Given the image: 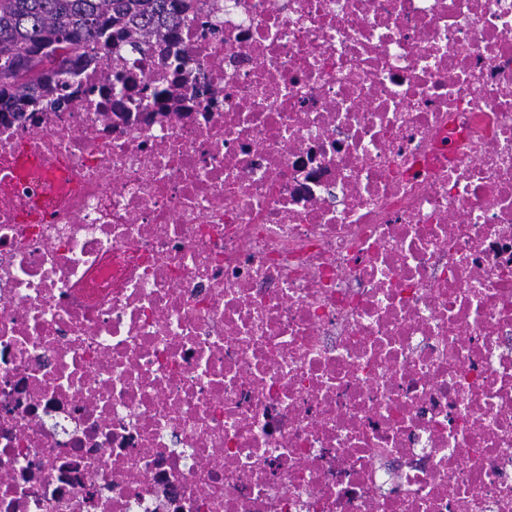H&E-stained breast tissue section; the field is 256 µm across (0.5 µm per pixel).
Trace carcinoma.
Listing matches in <instances>:
<instances>
[{
    "label": "carcinoma",
    "mask_w": 512,
    "mask_h": 512,
    "mask_svg": "<svg viewBox=\"0 0 512 512\" xmlns=\"http://www.w3.org/2000/svg\"><path fill=\"white\" fill-rule=\"evenodd\" d=\"M187 0H0V108L21 118L44 95L68 101L70 57L172 32Z\"/></svg>",
    "instance_id": "obj_1"
}]
</instances>
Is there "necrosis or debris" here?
<instances>
[{
    "label": "necrosis or debris",
    "instance_id": "1",
    "mask_svg": "<svg viewBox=\"0 0 512 512\" xmlns=\"http://www.w3.org/2000/svg\"><path fill=\"white\" fill-rule=\"evenodd\" d=\"M69 95L0 117V512H512V0H191ZM30 161L26 150L21 147L17 150L13 169L7 173L1 172L0 182L2 183L1 198L2 204L8 203V198L22 192L24 187L29 184Z\"/></svg>",
    "mask_w": 512,
    "mask_h": 512
}]
</instances>
